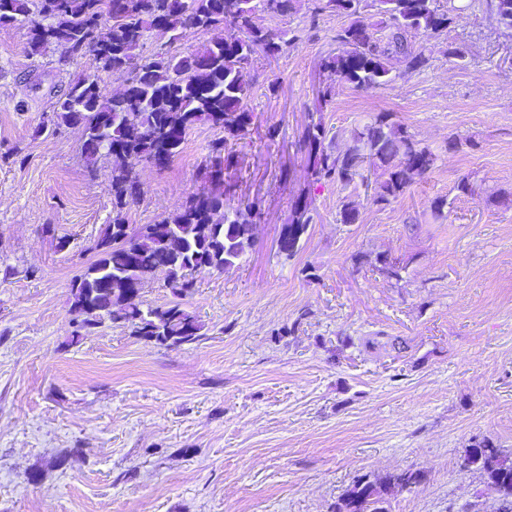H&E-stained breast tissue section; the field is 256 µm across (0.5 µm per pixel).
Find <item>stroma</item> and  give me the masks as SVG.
Returning a JSON list of instances; mask_svg holds the SVG:
<instances>
[{
	"instance_id": "35a3bbf8",
	"label": "stroma",
	"mask_w": 512,
	"mask_h": 512,
	"mask_svg": "<svg viewBox=\"0 0 512 512\" xmlns=\"http://www.w3.org/2000/svg\"><path fill=\"white\" fill-rule=\"evenodd\" d=\"M439 4L428 65L371 89L322 65L343 14H259L287 47L254 63V122L226 174L258 204L256 243L196 274L201 336L176 348L111 322L76 336L70 284L112 222V160L88 166L80 129L51 119L95 64L29 54L28 23L0 28V512H333L353 480L402 470L423 479L386 512H496L462 463L482 439L512 454V29L485 0ZM316 110L335 151L388 112L436 166L382 206L359 183L310 190L298 135ZM223 134L196 124L164 168L138 166L128 223L176 212ZM307 191L314 222L289 258L279 230ZM346 202L358 223H340Z\"/></svg>"
}]
</instances>
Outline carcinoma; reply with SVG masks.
<instances>
[{"label":"carcinoma","instance_id":"cac0c4a2","mask_svg":"<svg viewBox=\"0 0 512 512\" xmlns=\"http://www.w3.org/2000/svg\"><path fill=\"white\" fill-rule=\"evenodd\" d=\"M499 24L512 28V0H486ZM292 0H0V27L24 19L30 23L28 48L38 54L46 46H65L68 56L90 54L96 70L132 69L119 94H110L99 77L90 73L70 83L58 95L54 125L84 129L82 149L89 166L99 152L112 147V223L100 238L94 260L71 282L72 310L83 303L97 309L80 313L76 343L109 320L130 327L139 337L154 342L192 344L202 325L185 308L200 270L228 271L237 266L252 246L258 212L253 205H233L235 185L224 182V172L238 163L228 140L244 135L254 113L246 108L255 57L275 59L284 41L274 29L257 23V12L286 16ZM331 9L349 22L336 30V54L324 59L331 73L357 89L375 88L392 81L394 65L412 70L428 63L419 37L437 38L448 28V13L438 0H318L314 16ZM115 13L121 22L102 32L103 20ZM378 18L374 24L371 19ZM169 19L167 48L147 58L139 50L156 33L155 25ZM385 31L376 36L375 26ZM224 26L238 36L217 38L182 55L172 46L188 28ZM199 122L224 128V139L210 145L203 162L204 185L191 194L180 210L156 224H142L128 232L125 208L141 192L137 177L129 175L121 155L138 164L159 154L174 157L187 131ZM330 130L320 113L308 114L300 142L308 153L312 183L336 181L349 185L373 179L371 201L386 205L398 198L416 178L429 173L438 156L420 145L407 129L381 112L358 128L350 145L333 151ZM314 221L311 193L293 202L289 223L281 225V250L287 257L301 248ZM145 267H161L174 300L144 308L129 297L123 278ZM468 456L484 471L487 484L502 501L512 504V458L486 440L469 449ZM417 472L404 470L384 481L355 480L334 512H384L383 504L397 488L418 484Z\"/></svg>","mask_w":512,"mask_h":512}]
</instances>
